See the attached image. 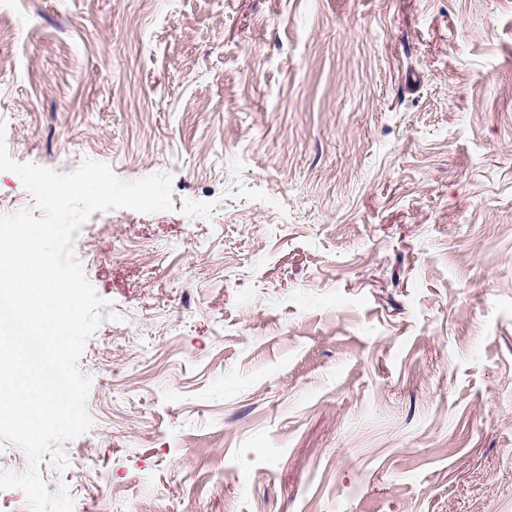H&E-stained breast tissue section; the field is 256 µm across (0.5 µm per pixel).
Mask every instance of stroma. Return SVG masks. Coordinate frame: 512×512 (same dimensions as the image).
Here are the masks:
<instances>
[{"label": "stroma", "mask_w": 512, "mask_h": 512, "mask_svg": "<svg viewBox=\"0 0 512 512\" xmlns=\"http://www.w3.org/2000/svg\"><path fill=\"white\" fill-rule=\"evenodd\" d=\"M0 121L172 178L74 243L73 512H512V0H0Z\"/></svg>", "instance_id": "obj_1"}]
</instances>
